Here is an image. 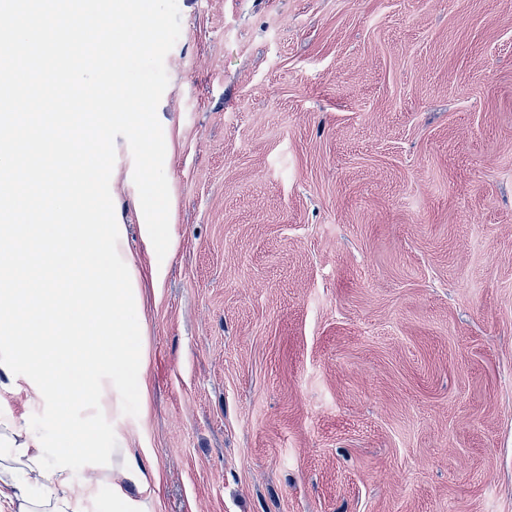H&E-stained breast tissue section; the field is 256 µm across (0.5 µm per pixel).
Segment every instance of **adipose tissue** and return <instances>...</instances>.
<instances>
[{
  "label": "adipose tissue",
  "instance_id": "obj_1",
  "mask_svg": "<svg viewBox=\"0 0 512 512\" xmlns=\"http://www.w3.org/2000/svg\"><path fill=\"white\" fill-rule=\"evenodd\" d=\"M8 380L0 368V512H79L85 495L117 476L123 484L115 494L125 506H133L134 495L148 492L149 477L130 445L133 433L127 429L120 432L124 447L112 453V469H88L79 483L68 469L44 478L32 462L39 450L30 428L3 410L15 396L4 388Z\"/></svg>",
  "mask_w": 512,
  "mask_h": 512
}]
</instances>
